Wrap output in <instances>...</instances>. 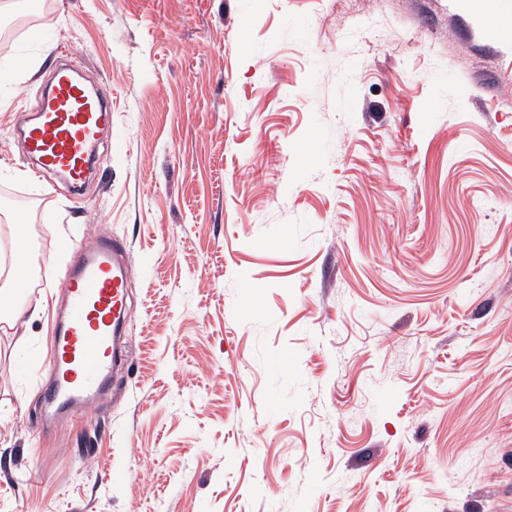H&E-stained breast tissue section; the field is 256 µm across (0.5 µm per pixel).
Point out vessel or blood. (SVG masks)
<instances>
[{"instance_id":"vessel-or-blood-1","label":"vessel or blood","mask_w":512,"mask_h":512,"mask_svg":"<svg viewBox=\"0 0 512 512\" xmlns=\"http://www.w3.org/2000/svg\"><path fill=\"white\" fill-rule=\"evenodd\" d=\"M112 107L76 79L70 64L52 72L48 97L17 130L39 176L59 174L82 187L93 150ZM74 258L61 288L66 305L56 315L49 350L55 378L46 390L44 421L62 423L106 400L123 354L121 324L127 306V248L115 238L94 247L73 244Z\"/></svg>"}]
</instances>
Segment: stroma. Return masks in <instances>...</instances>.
Returning a JSON list of instances; mask_svg holds the SVG:
<instances>
[{
    "instance_id": "stroma-1",
    "label": "stroma",
    "mask_w": 512,
    "mask_h": 512,
    "mask_svg": "<svg viewBox=\"0 0 512 512\" xmlns=\"http://www.w3.org/2000/svg\"><path fill=\"white\" fill-rule=\"evenodd\" d=\"M0 52V241L54 304L128 247L107 400L51 432L0 328V512H512V0H43ZM112 101L82 195L13 130L60 49Z\"/></svg>"
}]
</instances>
